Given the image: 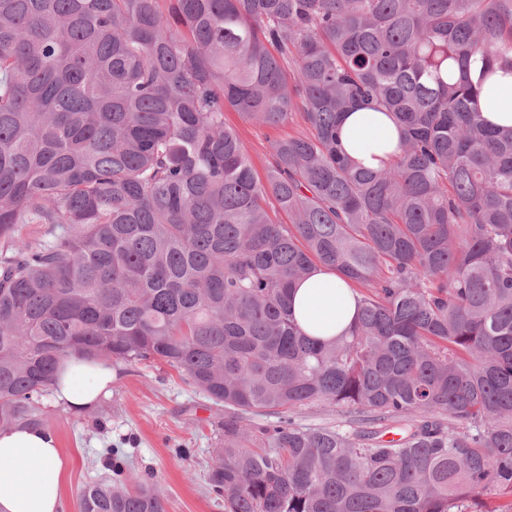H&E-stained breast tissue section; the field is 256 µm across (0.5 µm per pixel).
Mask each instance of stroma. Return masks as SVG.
Segmentation results:
<instances>
[{
	"mask_svg": "<svg viewBox=\"0 0 512 512\" xmlns=\"http://www.w3.org/2000/svg\"><path fill=\"white\" fill-rule=\"evenodd\" d=\"M225 120L237 126L257 173H264L273 139L304 133L299 114L276 128ZM43 402L62 448L66 478L59 512H80V491L108 475L118 462L126 478L151 476L166 512H224L205 483L212 462L218 410L167 365H119L110 395L91 410L75 413Z\"/></svg>",
	"mask_w": 512,
	"mask_h": 512,
	"instance_id": "stroma-1",
	"label": "stroma"
}]
</instances>
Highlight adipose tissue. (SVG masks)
<instances>
[{"label": "adipose tissue", "mask_w": 512, "mask_h": 512, "mask_svg": "<svg viewBox=\"0 0 512 512\" xmlns=\"http://www.w3.org/2000/svg\"><path fill=\"white\" fill-rule=\"evenodd\" d=\"M480 104L490 123L512 125V76H492ZM341 133L348 154L372 169L388 161L401 137L392 117L361 107L345 113ZM292 305L301 331L325 341L348 331L356 315L345 280L323 267L295 286ZM111 385V362L67 356L59 362L52 396L57 405L83 412ZM62 475L58 439L49 429L0 432V512H58Z\"/></svg>", "instance_id": "adipose-tissue-1"}]
</instances>
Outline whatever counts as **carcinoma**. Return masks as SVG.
<instances>
[{
  "label": "carcinoma",
  "mask_w": 512,
  "mask_h": 512,
  "mask_svg": "<svg viewBox=\"0 0 512 512\" xmlns=\"http://www.w3.org/2000/svg\"><path fill=\"white\" fill-rule=\"evenodd\" d=\"M497 69L512 0H0V430L50 426L65 356L158 362L224 410V512H512ZM357 106L401 127L379 170L343 146ZM226 111L308 132L261 179ZM319 266L357 303L327 342L292 312ZM80 501L165 512L147 478ZM480 104L482 115L490 123L512 125V76H492L484 86Z\"/></svg>",
  "instance_id": "cac0c4a2"
}]
</instances>
